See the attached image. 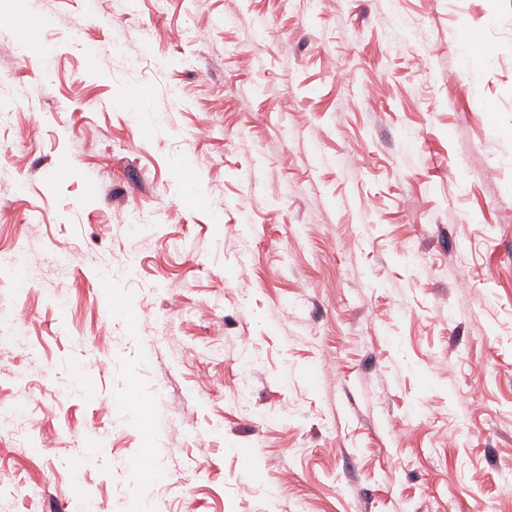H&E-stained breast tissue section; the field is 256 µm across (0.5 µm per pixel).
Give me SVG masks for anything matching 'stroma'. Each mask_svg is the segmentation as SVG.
Wrapping results in <instances>:
<instances>
[{"label": "stroma", "mask_w": 512, "mask_h": 512, "mask_svg": "<svg viewBox=\"0 0 512 512\" xmlns=\"http://www.w3.org/2000/svg\"><path fill=\"white\" fill-rule=\"evenodd\" d=\"M1 16L0 248L30 286L0 269V337L16 307L32 318L0 353V406L29 423L0 437V512H512V0ZM74 249L111 273L64 264Z\"/></svg>", "instance_id": "obj_1"}]
</instances>
